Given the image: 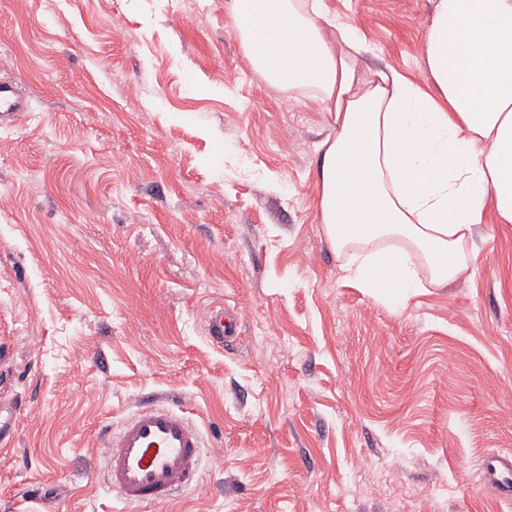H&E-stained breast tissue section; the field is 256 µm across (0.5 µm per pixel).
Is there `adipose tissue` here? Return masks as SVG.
Listing matches in <instances>:
<instances>
[{"instance_id":"ef3b65f1","label":"adipose tissue","mask_w":512,"mask_h":512,"mask_svg":"<svg viewBox=\"0 0 512 512\" xmlns=\"http://www.w3.org/2000/svg\"><path fill=\"white\" fill-rule=\"evenodd\" d=\"M251 66L318 100V218L346 279L401 306L468 269L482 224H512V0H435L426 83L367 72L322 0H228Z\"/></svg>"}]
</instances>
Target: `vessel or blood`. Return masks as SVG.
Wrapping results in <instances>:
<instances>
[{
    "mask_svg": "<svg viewBox=\"0 0 512 512\" xmlns=\"http://www.w3.org/2000/svg\"><path fill=\"white\" fill-rule=\"evenodd\" d=\"M28 109L15 83L0 80V124L14 121ZM240 317L225 314L223 305L210 306L205 316L208 338L217 346L233 343ZM107 485L131 506L169 501L176 492L197 486L203 439L187 418L151 397L106 435ZM488 485L512 497V462L492 457L482 463Z\"/></svg>",
    "mask_w": 512,
    "mask_h": 512,
    "instance_id": "b4317fda",
    "label": "vessel or blood"
}]
</instances>
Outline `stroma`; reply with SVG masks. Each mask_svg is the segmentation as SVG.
<instances>
[{
	"mask_svg": "<svg viewBox=\"0 0 512 512\" xmlns=\"http://www.w3.org/2000/svg\"><path fill=\"white\" fill-rule=\"evenodd\" d=\"M226 0H0V512H512V224L401 307L344 279L317 217L318 104L252 70ZM368 71L423 81L434 0H324ZM241 316L206 337L215 302ZM166 398L198 486L107 487L102 432ZM23 112H28V101L18 85L0 80V124L14 121ZM204 321L208 338L217 346L224 348L236 340L241 319L239 314L225 316L224 304L210 306ZM482 470L486 483L498 490L507 500L511 499L512 462H507L495 456L483 461Z\"/></svg>",
	"mask_w": 512,
	"mask_h": 512,
	"instance_id": "obj_1",
	"label": "stroma"
}]
</instances>
